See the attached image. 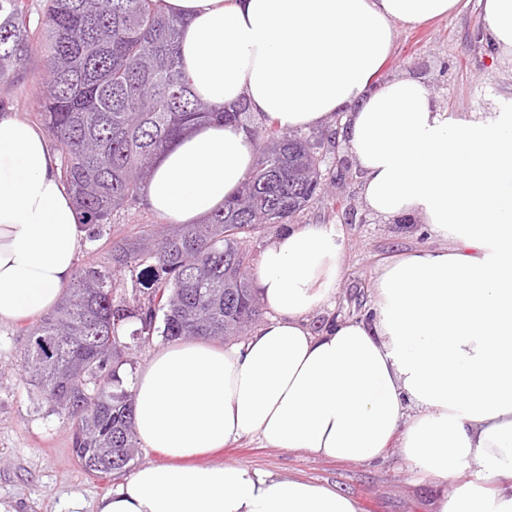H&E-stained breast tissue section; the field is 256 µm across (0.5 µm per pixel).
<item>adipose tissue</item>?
Listing matches in <instances>:
<instances>
[{"instance_id":"1","label":"adipose tissue","mask_w":512,"mask_h":512,"mask_svg":"<svg viewBox=\"0 0 512 512\" xmlns=\"http://www.w3.org/2000/svg\"><path fill=\"white\" fill-rule=\"evenodd\" d=\"M182 18L181 70L202 100L246 102L280 132L340 122L367 209L412 216L441 248L387 261L369 319L312 331L346 245L326 224L291 227L255 276L270 316L245 342L167 345L138 374L134 432L161 451L96 512H359L305 480L198 456L245 436L336 461H372L392 442L440 493L436 512H512V113L451 115L427 85L374 78L395 23L459 0H162ZM486 39L512 58V0H483ZM251 138L216 121L180 136L146 182L148 208L192 224L222 207L255 163ZM86 235L48 137L0 113V322L53 308ZM472 481H461L462 472Z\"/></svg>"}]
</instances>
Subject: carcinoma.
I'll return each mask as SVG.
<instances>
[{"label":"carcinoma","instance_id":"cac0c4a2","mask_svg":"<svg viewBox=\"0 0 512 512\" xmlns=\"http://www.w3.org/2000/svg\"><path fill=\"white\" fill-rule=\"evenodd\" d=\"M160 0H45L31 30L28 0H0V81L41 53L46 94L40 115L88 238L104 236L113 212L138 204L158 155L187 130L218 118L240 123L256 147L249 177L224 208L198 224H147L112 244L111 265L74 275L59 304L24 330L22 363L52 410L71 424L85 472L122 471L134 459L133 395L120 368L131 335L145 340L163 313L162 336L225 339L262 316L249 285L252 243L292 224L337 176L312 185L319 151L336 148V129L284 135L250 121L246 104L228 112L197 98L181 69L182 20ZM148 291V304L116 300L123 274Z\"/></svg>","mask_w":512,"mask_h":512}]
</instances>
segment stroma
Listing matches in <instances>:
<instances>
[{
    "label": "stroma",
    "instance_id": "1",
    "mask_svg": "<svg viewBox=\"0 0 512 512\" xmlns=\"http://www.w3.org/2000/svg\"><path fill=\"white\" fill-rule=\"evenodd\" d=\"M479 0L416 26L397 24L392 54L377 84L403 74L422 79L442 109L512 113V61L493 57L483 40ZM44 61L33 54L26 70L0 83V108L40 122ZM147 205L115 212L100 240L86 242L78 258L84 268L107 261L113 241L140 224L157 223ZM302 223L329 224L343 236L346 251L335 295L308 317L313 331L338 319L365 317L383 261L400 252L441 247L418 220L391 221L366 209L357 172L328 187L304 212ZM20 324L0 323V501L16 512H95L98 499L117 489L132 470L164 462L157 450L138 449L129 469L103 477L87 474L72 451V428L54 414L21 371ZM200 464H238L277 480L304 479L357 500L361 512H432L435 489L412 469L398 446L373 462H340L303 450L268 448L252 437L200 457Z\"/></svg>",
    "mask_w": 512,
    "mask_h": 512
}]
</instances>
